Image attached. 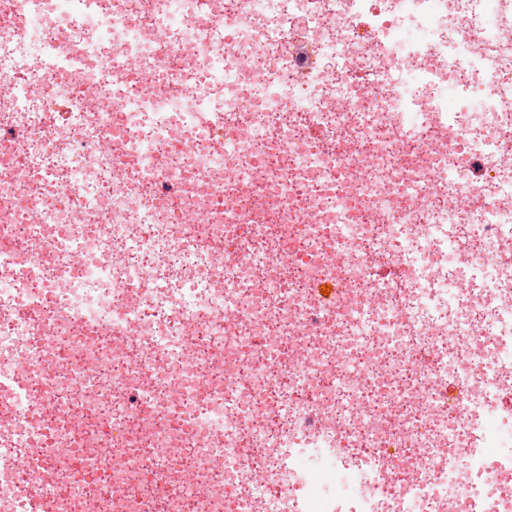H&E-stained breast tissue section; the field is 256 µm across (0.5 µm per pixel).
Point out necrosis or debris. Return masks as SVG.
<instances>
[{
	"label": "necrosis or debris",
	"mask_w": 512,
	"mask_h": 512,
	"mask_svg": "<svg viewBox=\"0 0 512 512\" xmlns=\"http://www.w3.org/2000/svg\"><path fill=\"white\" fill-rule=\"evenodd\" d=\"M0 85V512H512V0H0Z\"/></svg>",
	"instance_id": "4bbe7bcc"
}]
</instances>
